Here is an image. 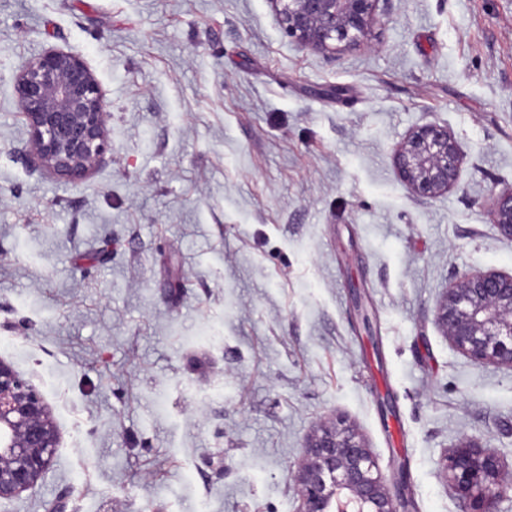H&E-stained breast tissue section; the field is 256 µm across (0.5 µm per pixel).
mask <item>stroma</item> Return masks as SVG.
<instances>
[{
  "mask_svg": "<svg viewBox=\"0 0 512 512\" xmlns=\"http://www.w3.org/2000/svg\"><path fill=\"white\" fill-rule=\"evenodd\" d=\"M369 43L298 48L267 0H0V358L60 444L0 501L45 512H296L319 419L356 426L413 512L480 439L512 459V370L454 350L457 275L512 272V0H386ZM80 55L112 150L85 180L25 163L20 64ZM447 125L457 187L419 199L395 146ZM492 215L501 236L512 240V187L496 194Z\"/></svg>",
  "mask_w": 512,
  "mask_h": 512,
  "instance_id": "35a3bbf8",
  "label": "stroma"
}]
</instances>
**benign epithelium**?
<instances>
[{"label": "benign epithelium", "instance_id": "1", "mask_svg": "<svg viewBox=\"0 0 512 512\" xmlns=\"http://www.w3.org/2000/svg\"><path fill=\"white\" fill-rule=\"evenodd\" d=\"M300 48L334 57L369 41L382 0H266ZM15 92L25 117L28 163L68 182L105 162L111 145L101 87L82 57L49 50L24 62ZM463 155L448 126L413 128L393 164L419 199L458 185ZM494 224L512 240V187L493 199ZM449 344L475 364L512 370V273L475 271L451 281L435 309ZM59 434L43 394L0 358V500L30 489L51 464ZM461 512H499L512 493V462L477 439L447 449L439 464ZM297 512H400L407 478L384 480L363 436L343 419H320L292 475Z\"/></svg>", "mask_w": 512, "mask_h": 512}]
</instances>
